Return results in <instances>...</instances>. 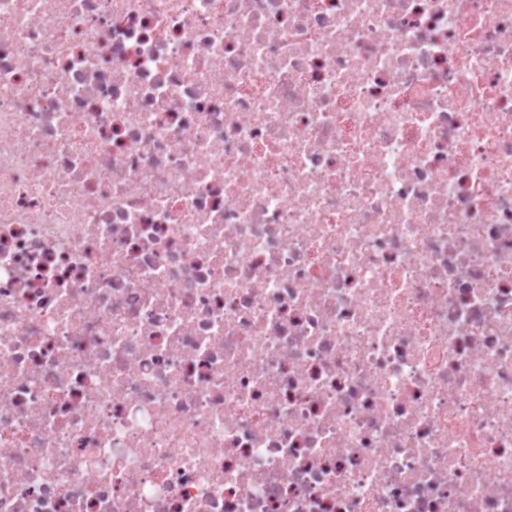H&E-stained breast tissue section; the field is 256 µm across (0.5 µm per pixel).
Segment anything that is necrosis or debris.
<instances>
[{
    "instance_id": "1",
    "label": "necrosis or debris",
    "mask_w": 512,
    "mask_h": 512,
    "mask_svg": "<svg viewBox=\"0 0 512 512\" xmlns=\"http://www.w3.org/2000/svg\"><path fill=\"white\" fill-rule=\"evenodd\" d=\"M0 512H512V0H0Z\"/></svg>"
}]
</instances>
